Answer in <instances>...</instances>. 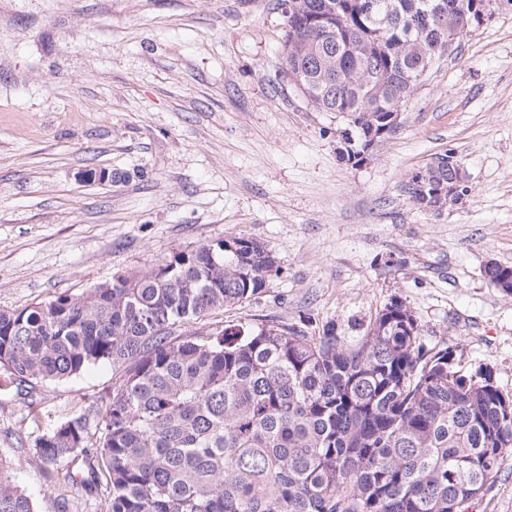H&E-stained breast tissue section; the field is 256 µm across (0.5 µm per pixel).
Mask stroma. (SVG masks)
Here are the masks:
<instances>
[{
  "mask_svg": "<svg viewBox=\"0 0 512 512\" xmlns=\"http://www.w3.org/2000/svg\"><path fill=\"white\" fill-rule=\"evenodd\" d=\"M283 0H0V310L81 294L115 273L231 235L279 271L246 315L334 323L357 342L385 303L426 346L490 368L512 399V0L434 60L396 130L354 164L336 116L284 77ZM451 152L467 194L442 211L405 191ZM109 182H83L88 169ZM111 364L29 395L0 385V464L37 512H82L36 437L111 393ZM468 512H512V455Z\"/></svg>",
  "mask_w": 512,
  "mask_h": 512,
  "instance_id": "stroma-1",
  "label": "stroma"
}]
</instances>
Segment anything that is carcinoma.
Segmentation results:
<instances>
[{"label":"carcinoma","mask_w":512,"mask_h":512,"mask_svg":"<svg viewBox=\"0 0 512 512\" xmlns=\"http://www.w3.org/2000/svg\"><path fill=\"white\" fill-rule=\"evenodd\" d=\"M483 2L300 0L285 10V69L317 111L367 117L344 122V150L369 155L416 72ZM459 164L436 155L409 175V198L430 207L419 181H446ZM278 271L259 241L218 239L80 295L0 310V365L18 383L122 371L108 398L35 439V461L84 466L93 512H467L512 452V400L459 369L452 348L425 346L403 304H385L354 345L333 323L313 334L277 318L174 335L250 305ZM485 275L512 286L510 266ZM0 512H36L1 475Z\"/></svg>","instance_id":"cac0c4a2"}]
</instances>
